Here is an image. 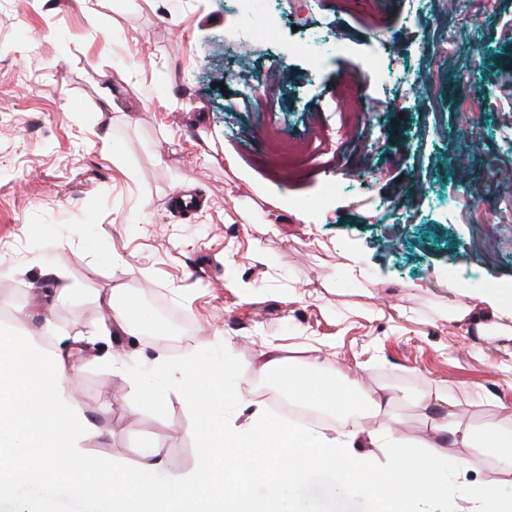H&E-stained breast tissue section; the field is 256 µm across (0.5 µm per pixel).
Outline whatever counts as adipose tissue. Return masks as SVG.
I'll use <instances>...</instances> for the list:
<instances>
[{"mask_svg":"<svg viewBox=\"0 0 512 512\" xmlns=\"http://www.w3.org/2000/svg\"><path fill=\"white\" fill-rule=\"evenodd\" d=\"M478 300L492 316L490 323L478 325V333L512 340V289L495 288ZM31 363L35 372L22 375ZM77 373L60 353L36 348L14 333L0 335V474L31 475L77 494L85 493L87 475H95L96 490L111 502L112 512H146L153 504L160 512H270L285 486L316 472L335 475L337 490H344L358 474L382 462L373 451L379 436L365 431L363 410L383 413L394 401L376 395L359 409L346 406L341 394L322 390L320 406L343 418L339 430L328 423L317 429L275 423L259 407L241 424L216 420L212 431L222 441V452L203 447L194 468L154 484L121 466L97 465L82 452V440L96 427L71 400ZM430 429L421 453L392 455L382 462L397 475L400 495L412 512H448L452 496L466 502V512H512V497L503 493L512 475V430L498 424L476 427L450 413L433 417ZM448 439L491 456L497 477L449 487L447 471L467 469L468 461L449 459L442 446ZM365 442L370 452H362ZM245 447L255 452L249 483L234 486L235 453ZM254 480L267 485L266 498L254 494Z\"/></svg>","mask_w":512,"mask_h":512,"instance_id":"1","label":"adipose tissue"}]
</instances>
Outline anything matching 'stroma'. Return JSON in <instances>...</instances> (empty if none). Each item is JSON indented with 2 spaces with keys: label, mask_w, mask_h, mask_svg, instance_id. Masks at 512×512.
<instances>
[{
  "label": "stroma",
  "mask_w": 512,
  "mask_h": 512,
  "mask_svg": "<svg viewBox=\"0 0 512 512\" xmlns=\"http://www.w3.org/2000/svg\"><path fill=\"white\" fill-rule=\"evenodd\" d=\"M278 0L276 24L235 36L226 0H0V330L80 350L73 404L99 428L87 454L135 469L162 450L157 482L198 453L206 416L188 407L199 370L278 416L302 361L396 393L370 417L389 453L429 423L423 394L454 398L466 422L512 406V341L477 335L478 294L512 289V0ZM338 36L313 66L309 33ZM401 61L405 79L353 80ZM285 139L296 173L266 159ZM477 222L452 220L466 185ZM74 286L35 306L42 269ZM114 291L137 335L94 336ZM472 323L449 322V304ZM282 374L258 372L266 344ZM170 370L154 377L157 356ZM241 367L224 376V359ZM140 375L163 396L130 384ZM395 491L384 471L336 492L320 475L287 489L299 512H371L360 488ZM111 512L105 498L17 480V503Z\"/></svg>",
  "instance_id": "1"
}]
</instances>
